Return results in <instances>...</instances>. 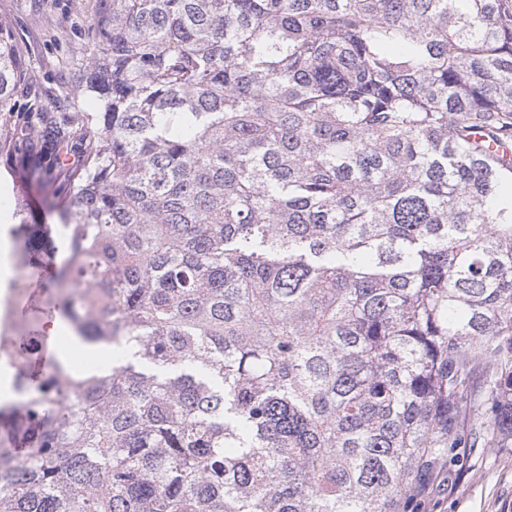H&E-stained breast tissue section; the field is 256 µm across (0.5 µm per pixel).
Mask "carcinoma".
<instances>
[{"label":"carcinoma","mask_w":512,"mask_h":512,"mask_svg":"<svg viewBox=\"0 0 512 512\" xmlns=\"http://www.w3.org/2000/svg\"><path fill=\"white\" fill-rule=\"evenodd\" d=\"M80 36L0 31V152L65 198L54 234L16 202L22 264L65 253L51 308L123 357L26 372L0 512H401L512 446V0H95Z\"/></svg>","instance_id":"cac0c4a2"}]
</instances>
